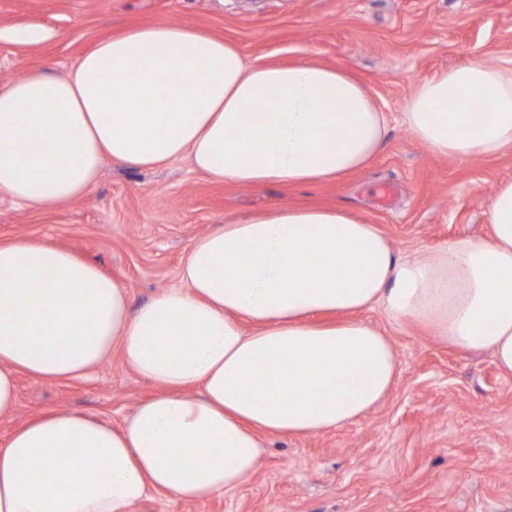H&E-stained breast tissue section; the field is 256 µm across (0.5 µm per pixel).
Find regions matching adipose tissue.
<instances>
[{"mask_svg":"<svg viewBox=\"0 0 512 512\" xmlns=\"http://www.w3.org/2000/svg\"><path fill=\"white\" fill-rule=\"evenodd\" d=\"M487 111H473L475 100ZM403 123L458 160L512 148V68L470 61L423 80ZM389 120L338 67L247 63L239 47L169 23L99 40L57 76L0 86V195L83 197L105 161L189 156L233 185L337 180L370 165ZM489 240L412 259L344 207L247 214L196 238L182 287L132 307L127 288L66 248L0 243V418L16 377L87 375L112 354L161 392L120 424L49 410L0 442V512H131L151 494L204 500L256 469L264 435L357 421L390 393L394 348L364 314L429 328L512 374V181L488 205Z\"/></svg>","mask_w":512,"mask_h":512,"instance_id":"1","label":"adipose tissue"}]
</instances>
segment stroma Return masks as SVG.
Returning <instances> with one entry per match:
<instances>
[{
	"mask_svg": "<svg viewBox=\"0 0 512 512\" xmlns=\"http://www.w3.org/2000/svg\"><path fill=\"white\" fill-rule=\"evenodd\" d=\"M153 23L224 38L251 64L350 71L395 118L382 151L357 173L298 187L218 182L186 157L147 169L108 162L90 192L64 206L0 197V241L66 247L125 282L136 308L181 286L194 239L245 212L348 207L403 257L459 237L489 238L487 205L512 179V150L467 161L439 156L396 118L416 84L438 70L472 60L512 67V0H0V86L36 67L66 75L97 40ZM27 30L41 39H21ZM378 184L394 185V194L379 197ZM366 317L399 361L383 403L340 429L265 437L255 472L237 489L195 502L155 493L133 512H512V376L490 352H461L379 311ZM159 392L117 355L63 383L22 375L0 440L46 409L118 424Z\"/></svg>",
	"mask_w": 512,
	"mask_h": 512,
	"instance_id": "35a3bbf8",
	"label": "stroma"
}]
</instances>
